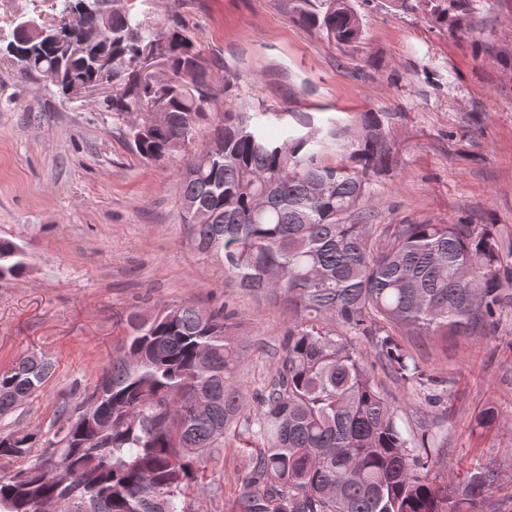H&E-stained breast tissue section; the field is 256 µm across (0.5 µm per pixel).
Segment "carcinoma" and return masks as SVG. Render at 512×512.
Returning a JSON list of instances; mask_svg holds the SVG:
<instances>
[{
  "label": "carcinoma",
  "mask_w": 512,
  "mask_h": 512,
  "mask_svg": "<svg viewBox=\"0 0 512 512\" xmlns=\"http://www.w3.org/2000/svg\"><path fill=\"white\" fill-rule=\"evenodd\" d=\"M293 18L336 33L361 35L350 0H287ZM438 25H460L466 0H426ZM84 13L105 34L84 38L63 19ZM58 22L40 36L21 14L0 35V56L22 78L69 97L75 85L103 80L112 60L105 111L127 127L132 152L163 162L208 129V143L181 172L184 221L199 253L255 293L280 297L300 319L288 327L284 354L247 421L249 470L237 512H466L492 494L500 468L477 462L465 479L428 477L435 448L400 429L393 405L371 379L357 346L365 339L404 384L434 383L394 329L420 335H471L496 322L512 300V245L491 224L370 223L368 178L389 163L381 115L360 114L349 150L332 156L341 133L301 120L288 135V113L215 111L214 81L178 24L150 31L126 0L112 14L98 0H56ZM167 62L170 78L147 80L144 51ZM284 124L275 137L261 118ZM18 244L0 241V278L27 263ZM244 350L224 307L192 301L133 313L121 348L85 399L61 402L48 437L38 430L0 432V459L25 467L0 476V512H38L65 498L71 512H207L221 494L208 478L246 400L235 385ZM51 363L33 353L0 368V417L42 390ZM98 397L90 416L86 401ZM42 452L34 454V449ZM72 473L57 482L51 466Z\"/></svg>",
  "instance_id": "carcinoma-1"
}]
</instances>
